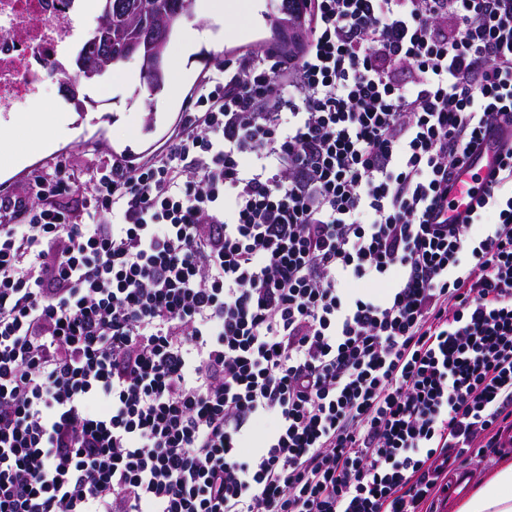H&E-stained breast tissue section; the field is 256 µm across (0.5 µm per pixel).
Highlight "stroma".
<instances>
[{
  "instance_id": "obj_1",
  "label": "stroma",
  "mask_w": 512,
  "mask_h": 512,
  "mask_svg": "<svg viewBox=\"0 0 512 512\" xmlns=\"http://www.w3.org/2000/svg\"><path fill=\"white\" fill-rule=\"evenodd\" d=\"M277 16L275 0H262V9L252 23L234 20L231 31L201 42L182 63L185 78L178 91L164 93L157 100H150L144 94L138 103L129 104L138 80L122 82L117 75L105 76L100 84L88 90L94 108L74 114L73 134L55 132L47 118L50 108L68 111L62 90H52L51 105L29 103L22 111L19 125H0V141L6 142L11 152L24 157L22 163L0 167V195L25 192L34 175L50 173L60 160L86 171L101 167L107 158L120 155L125 148L149 151L157 147L171 133L201 76L224 59L235 45L249 43L261 47L264 40L271 38V21ZM36 134L46 137L49 145L41 151L28 152L30 139Z\"/></svg>"
}]
</instances>
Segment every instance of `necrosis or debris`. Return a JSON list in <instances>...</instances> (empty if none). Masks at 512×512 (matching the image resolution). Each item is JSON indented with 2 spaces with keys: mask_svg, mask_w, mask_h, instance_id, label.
Listing matches in <instances>:
<instances>
[{
  "mask_svg": "<svg viewBox=\"0 0 512 512\" xmlns=\"http://www.w3.org/2000/svg\"><path fill=\"white\" fill-rule=\"evenodd\" d=\"M94 0H0V112L16 118L71 76Z\"/></svg>",
  "mask_w": 512,
  "mask_h": 512,
  "instance_id": "obj_1",
  "label": "necrosis or debris"
}]
</instances>
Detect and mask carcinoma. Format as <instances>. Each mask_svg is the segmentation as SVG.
Returning <instances> with one entry per match:
<instances>
[{
    "label": "carcinoma",
    "mask_w": 512,
    "mask_h": 512,
    "mask_svg": "<svg viewBox=\"0 0 512 512\" xmlns=\"http://www.w3.org/2000/svg\"><path fill=\"white\" fill-rule=\"evenodd\" d=\"M100 2V21L83 43L77 63L79 83L91 85L124 63L127 47L139 37V25L143 24L155 35L139 44L140 87L134 90L128 104L137 101L143 88L151 99H157L165 91L169 74L165 67L156 68L154 61L167 56L172 36L191 16L193 0H152L151 11L144 16L140 14V0Z\"/></svg>",
    "instance_id": "cac0c4a2"
}]
</instances>
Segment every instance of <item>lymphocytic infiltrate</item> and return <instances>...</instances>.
I'll use <instances>...</instances> for the list:
<instances>
[{"instance_id": "1", "label": "lymphocytic infiltrate", "mask_w": 512, "mask_h": 512, "mask_svg": "<svg viewBox=\"0 0 512 512\" xmlns=\"http://www.w3.org/2000/svg\"><path fill=\"white\" fill-rule=\"evenodd\" d=\"M290 3L147 161L0 202V512H434L512 435V0ZM498 139V131L496 129L489 130L484 138L483 150L474 154L461 171L456 191L452 197L454 201L448 206V222L462 220L476 203L486 176L497 168ZM477 175L483 178L479 184L475 182Z\"/></svg>"}]
</instances>
